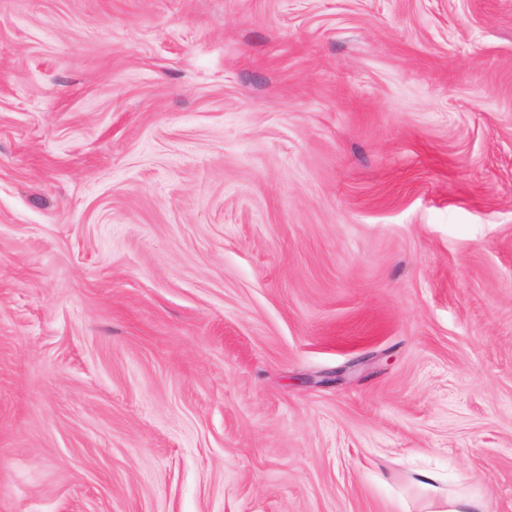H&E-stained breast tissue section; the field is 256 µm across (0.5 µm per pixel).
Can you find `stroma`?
<instances>
[{
  "label": "stroma",
  "mask_w": 512,
  "mask_h": 512,
  "mask_svg": "<svg viewBox=\"0 0 512 512\" xmlns=\"http://www.w3.org/2000/svg\"><path fill=\"white\" fill-rule=\"evenodd\" d=\"M512 512V0H0V512ZM429 508V512H491L489 500L473 494L435 498Z\"/></svg>",
  "instance_id": "1"
}]
</instances>
